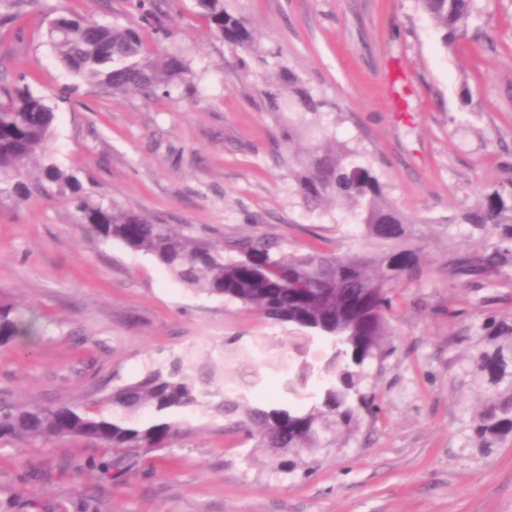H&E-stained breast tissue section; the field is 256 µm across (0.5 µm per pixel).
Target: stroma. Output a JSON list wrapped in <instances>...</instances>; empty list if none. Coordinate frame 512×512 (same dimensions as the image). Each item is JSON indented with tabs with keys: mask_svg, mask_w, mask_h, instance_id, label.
Masks as SVG:
<instances>
[{
	"mask_svg": "<svg viewBox=\"0 0 512 512\" xmlns=\"http://www.w3.org/2000/svg\"><path fill=\"white\" fill-rule=\"evenodd\" d=\"M159 7L154 53H178L185 79L148 99L91 86L48 41L70 10L126 25ZM272 63L329 104L338 140L363 149L389 202L417 218L420 275L394 289L393 354L369 366L377 416L303 454L291 473L220 419L188 415L171 447L111 480L82 470L111 449L79 439L0 444V503L27 512H512V437L471 447L480 407L469 363L485 318L512 317V284L452 288L437 225L512 176V0H477L465 37L444 46L417 0H226ZM262 67L209 31L194 0H34L0 26V76L54 102L49 148L91 196L198 235H264L293 250L362 242L342 204L308 211L277 114L260 110ZM0 302L31 307L40 336L0 347V392L42 405L101 399L150 362L226 338L288 347V328L189 290L151 257L82 235L55 187L29 200L0 186Z\"/></svg>",
	"mask_w": 512,
	"mask_h": 512,
	"instance_id": "35a3bbf8",
	"label": "stroma"
}]
</instances>
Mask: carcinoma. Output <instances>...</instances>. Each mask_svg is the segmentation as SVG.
<instances>
[{"instance_id":"1","label":"carcinoma","mask_w":512,"mask_h":512,"mask_svg":"<svg viewBox=\"0 0 512 512\" xmlns=\"http://www.w3.org/2000/svg\"><path fill=\"white\" fill-rule=\"evenodd\" d=\"M30 0H0V24L15 21ZM213 33L264 65L252 31L227 12L224 0H196ZM441 31L444 45L466 35L474 0H418ZM142 27L104 25L70 12L49 23L57 57L72 74L114 91L135 89L151 98L168 91L187 72L182 56H150ZM260 106L288 113V144L302 134L311 143L295 156L293 178L303 204L317 210L346 201L353 223L362 227L363 253H337L316 245L286 252L262 235L208 241L188 226L155 224L148 217L84 191L47 155L54 107L29 89L0 81V183L18 196L32 195L27 167L42 158L37 188L57 187L77 213L92 241H116L151 256L186 287L238 302L257 316L289 326L288 352L260 341H224L222 364H248L240 376L222 374L191 351L151 363L136 379L112 387L102 399L53 406L20 403L0 396V442L49 443L79 438L127 457L166 448L180 435L183 418L205 409L224 418L225 429L241 431L269 448L277 469H293L295 457L324 447L327 435L353 431L359 411L374 414V398L363 392L365 369L392 353L388 315L391 290L420 266L405 214L386 200L385 185L356 145L339 143L323 125L326 102L315 97L290 68L277 67L260 92ZM466 226L475 249L448 250V286L477 288L512 281V177L486 187L472 205L448 215V234ZM35 318L12 303L0 304V346L35 336ZM481 347L473 357L475 388L482 408L471 420L469 439L486 451L512 437V320L489 318L481 326ZM276 375L286 406L254 405L249 396ZM119 458L86 464L103 481Z\"/></svg>"}]
</instances>
